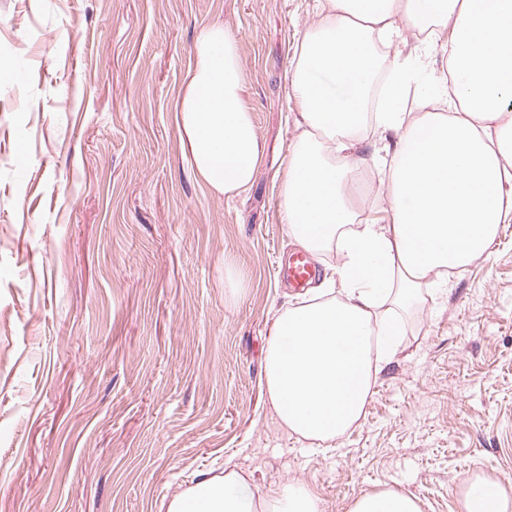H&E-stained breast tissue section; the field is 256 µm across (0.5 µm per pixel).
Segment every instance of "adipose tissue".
<instances>
[{"mask_svg":"<svg viewBox=\"0 0 512 512\" xmlns=\"http://www.w3.org/2000/svg\"><path fill=\"white\" fill-rule=\"evenodd\" d=\"M414 42L412 57L384 61L378 47ZM175 110L184 152L211 191L234 198L252 183L261 144L244 105L246 71L236 36L204 27ZM440 65L432 111H400L403 90ZM389 84L366 116L370 79ZM296 136L281 189L289 237L316 253L336 246L337 296L276 315L264 386L281 423L310 440L343 436L364 415L370 389L394 358L403 314L425 287L487 254L512 223V0H320L293 65ZM372 142L379 215L359 223L352 189L357 147ZM291 347H284L285 339ZM464 512H512L494 481L467 488ZM167 512H322L318 495L285 485L256 497L232 468L201 475ZM350 512H421L410 494L365 492Z\"/></svg>","mask_w":512,"mask_h":512,"instance_id":"adipose-tissue-1","label":"adipose tissue"}]
</instances>
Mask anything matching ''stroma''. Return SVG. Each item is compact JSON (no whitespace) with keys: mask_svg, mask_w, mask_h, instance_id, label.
Wrapping results in <instances>:
<instances>
[{"mask_svg":"<svg viewBox=\"0 0 512 512\" xmlns=\"http://www.w3.org/2000/svg\"><path fill=\"white\" fill-rule=\"evenodd\" d=\"M318 0H0V512H165L199 473L463 512L512 495V223L425 294L365 415L322 449L264 389L268 331L310 290L281 186L291 63ZM224 23L263 153L225 199L184 155L174 103L199 30ZM281 274L290 288H307L318 276V268L306 255L293 253L282 267ZM477 487L482 490L477 492ZM463 509L465 512H509L511 504L504 489L497 482L475 480L464 493Z\"/></svg>","mask_w":512,"mask_h":512,"instance_id":"35a3bbf8","label":"stroma"}]
</instances>
